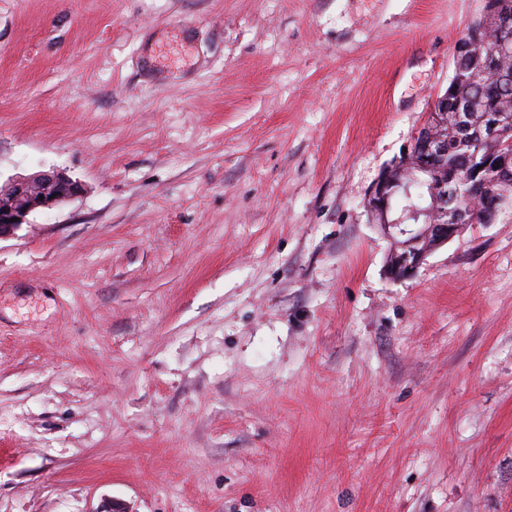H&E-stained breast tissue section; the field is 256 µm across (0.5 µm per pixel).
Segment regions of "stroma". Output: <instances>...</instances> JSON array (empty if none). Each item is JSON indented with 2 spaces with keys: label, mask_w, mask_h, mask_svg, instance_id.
Here are the masks:
<instances>
[{
  "label": "stroma",
  "mask_w": 512,
  "mask_h": 512,
  "mask_svg": "<svg viewBox=\"0 0 512 512\" xmlns=\"http://www.w3.org/2000/svg\"><path fill=\"white\" fill-rule=\"evenodd\" d=\"M483 2L0 0V512H512V211L363 207ZM80 193L79 182L54 169L15 176L3 185L0 183V239L12 235L22 224H28L32 213L66 203ZM40 195L44 199H40ZM14 217L18 221L10 222Z\"/></svg>",
  "instance_id": "obj_1"
}]
</instances>
